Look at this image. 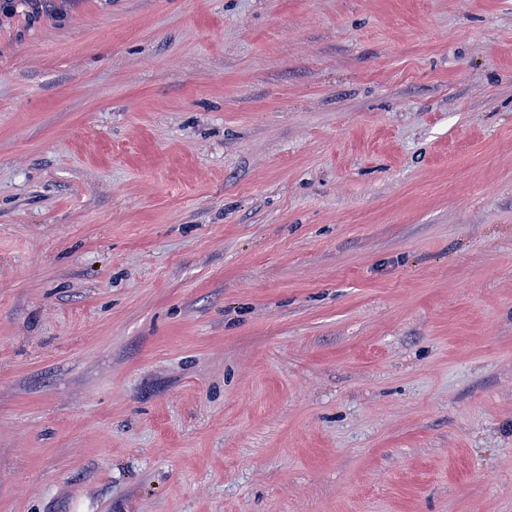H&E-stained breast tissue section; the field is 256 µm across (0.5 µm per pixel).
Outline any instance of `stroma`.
<instances>
[{
  "label": "stroma",
  "instance_id": "35a3bbf8",
  "mask_svg": "<svg viewBox=\"0 0 512 512\" xmlns=\"http://www.w3.org/2000/svg\"><path fill=\"white\" fill-rule=\"evenodd\" d=\"M0 512H512V0L0 8Z\"/></svg>",
  "mask_w": 512,
  "mask_h": 512
}]
</instances>
